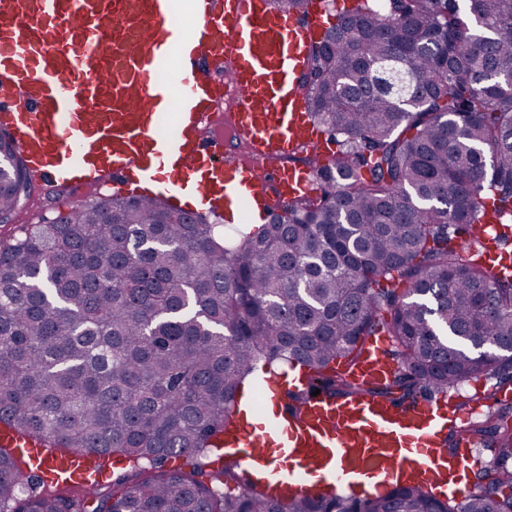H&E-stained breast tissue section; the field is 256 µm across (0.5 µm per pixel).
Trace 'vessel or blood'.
Segmentation results:
<instances>
[{
    "instance_id": "vessel-or-blood-1",
    "label": "vessel or blood",
    "mask_w": 512,
    "mask_h": 512,
    "mask_svg": "<svg viewBox=\"0 0 512 512\" xmlns=\"http://www.w3.org/2000/svg\"><path fill=\"white\" fill-rule=\"evenodd\" d=\"M322 10L321 0L304 17L269 0H0V133L51 188L156 181L155 162L168 159L174 177L157 181L159 192L182 191L201 172L212 207L278 213L315 182L286 159L298 142L320 144L297 74ZM223 96L254 163L205 131ZM480 229V263L512 274V252L500 242L506 225L492 213ZM392 369L383 342L373 339L349 375L382 381ZM259 414L273 432L256 426ZM445 430L457 436L451 454L441 448ZM274 434L280 443H271ZM476 445L445 393L396 408L367 395L323 394L297 406L276 390L248 403L231 448L249 473L282 486L294 473L301 490L326 479H369L385 489L406 472L458 494ZM0 447L26 458V475L41 486L91 492L123 466L109 455L48 451L46 441L5 425Z\"/></svg>"
}]
</instances>
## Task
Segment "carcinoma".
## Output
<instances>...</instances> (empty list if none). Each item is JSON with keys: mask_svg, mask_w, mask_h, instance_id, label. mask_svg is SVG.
Instances as JSON below:
<instances>
[{"mask_svg": "<svg viewBox=\"0 0 512 512\" xmlns=\"http://www.w3.org/2000/svg\"><path fill=\"white\" fill-rule=\"evenodd\" d=\"M357 0L309 49L301 87L312 121L340 149L301 194L224 246L155 194L112 195L0 246V420L87 457L128 463L95 512H512V403L475 426L500 444L461 504L409 478L377 495L263 484L239 464L206 472L142 460L206 455L234 424L246 380L299 366L338 397L416 399L512 370V275L458 249L484 199L512 216V0ZM0 216L33 177L0 137ZM392 338L391 379L356 384L370 336ZM491 343L479 354L460 337ZM0 448V512H85L28 494Z\"/></svg>", "mask_w": 512, "mask_h": 512, "instance_id": "cac0c4a2", "label": "carcinoma"}]
</instances>
